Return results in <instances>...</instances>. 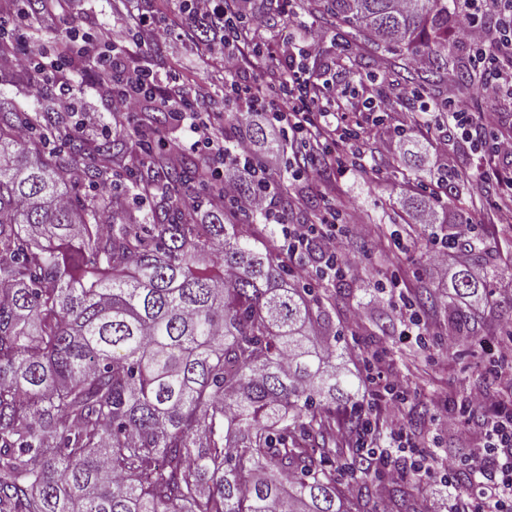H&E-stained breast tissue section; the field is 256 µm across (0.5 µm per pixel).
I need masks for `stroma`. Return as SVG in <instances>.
Here are the masks:
<instances>
[{
    "label": "stroma",
    "instance_id": "obj_1",
    "mask_svg": "<svg viewBox=\"0 0 512 512\" xmlns=\"http://www.w3.org/2000/svg\"><path fill=\"white\" fill-rule=\"evenodd\" d=\"M250 10L262 17L263 23L252 31L250 38L264 46H277L288 32V18L301 16L306 23L298 31V38L316 39L320 54L315 59V70L320 81L336 82L340 86L355 88L359 98L388 94L391 108L379 122H366V133L359 143L369 164L368 170H350L336 178V200L352 203L363 223L380 227L377 242L357 235L352 228H345L343 242L347 257L362 262L367 272L362 280L336 278L329 281L324 292L328 297L327 312L336 325H343L352 309L362 311V319L345 338L350 347L347 368L355 374L364 370L363 359L368 352L385 349L391 357V368L403 375L415 398L413 414L432 416L437 405L426 401L429 393L456 391L466 393L496 387L495 378L486 369L489 359L473 343L457 342L446 346L431 341L428 347L406 342L402 334L408 323L406 316L396 311L388 294H375L373 284L381 279L390 259L385 252L395 242L405 247L406 266L417 274L419 280L430 288L447 290L449 280L442 277L429 260L430 236L422 227H412L413 213L405 205L406 198L421 193L443 195L438 182L439 173H459L484 164L482 150L449 138L447 131L437 125L417 122L410 108L401 100V89L407 73H420L431 68L432 61L421 56L411 59L409 52L384 54L386 63L378 79H369L373 46L362 37H355L359 51L344 55L341 39L345 34L334 20L311 10L308 0H251ZM165 24L172 32L161 55H149L148 61L155 71L174 69L180 75L185 89L200 86L213 88L223 83L224 72L218 55L206 54L204 46L194 41L183 27V17L176 10H169ZM79 29L98 32L108 30L121 36L123 28L112 10L111 0H73L67 15L60 20L45 19L40 35L42 53L53 56L55 36L61 29ZM77 110L68 114V123L77 125L88 139H102V129L111 125L112 113L108 103L99 98L88 83L73 85ZM500 193L498 182L476 185L458 182L457 191L448 201V224L477 225L481 238L488 247L487 262L502 271L498 290L502 307L479 314L478 326L482 334L496 333L502 317L512 314V226L507 224L479 223L475 205L492 209ZM431 451L439 465L455 463L457 470H464L467 460L476 450L468 436L452 426L431 427L428 435ZM405 504H394V512H446L448 489L440 481H431L425 490H416L411 483H404Z\"/></svg>",
    "mask_w": 512,
    "mask_h": 512
}]
</instances>
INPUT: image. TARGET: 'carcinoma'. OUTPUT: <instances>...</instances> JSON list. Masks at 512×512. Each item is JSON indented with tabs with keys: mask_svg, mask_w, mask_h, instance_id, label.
<instances>
[{
	"mask_svg": "<svg viewBox=\"0 0 512 512\" xmlns=\"http://www.w3.org/2000/svg\"><path fill=\"white\" fill-rule=\"evenodd\" d=\"M311 2L381 52L433 57L423 89L441 77L452 0ZM18 10L35 29L37 0ZM51 111L46 94L31 112L0 105V512H367L370 474L336 478L362 404L336 365L342 329L314 335L321 294L245 234L256 215L197 223L212 195L198 160L150 156L148 185L126 188L155 190L138 218L80 196L71 172L103 183L126 145ZM498 275L455 266L457 332L471 302L497 305Z\"/></svg>",
	"mask_w": 512,
	"mask_h": 512,
	"instance_id": "obj_1",
	"label": "carcinoma"
}]
</instances>
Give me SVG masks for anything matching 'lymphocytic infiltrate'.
Masks as SVG:
<instances>
[{"mask_svg": "<svg viewBox=\"0 0 512 512\" xmlns=\"http://www.w3.org/2000/svg\"><path fill=\"white\" fill-rule=\"evenodd\" d=\"M189 9L201 20L214 22L218 35L228 47L223 57L224 81L229 94L244 103L239 113L241 123L256 118L269 124L288 139L292 147L291 178L295 181L324 184L331 170L348 171L358 154L354 144L359 138L357 124L344 114L330 111L308 77L304 59L318 55L320 45L310 40L296 45L293 38L280 43L279 53L285 64L265 70L261 80L242 83L238 75L243 67L240 45L247 33L243 21L235 19L228 0H188ZM459 21L452 30L456 41L471 44L474 62L481 67L485 86L512 85V0H458ZM126 41L114 44L109 33H70L66 48L51 60L17 52L14 39L0 37V46L11 52L17 70L41 74L44 82L56 89L59 112L76 109L69 77H89L96 94L105 99L113 117L124 118L143 107L166 110L169 120L181 123L193 120L194 138L190 150L198 154L205 173V183L217 186L211 205L273 216L277 210L269 194L273 174L260 157L254 142L239 135L232 144L224 142L223 113H213L209 122L195 123L196 107L203 93L188 91L179 85L161 88L154 70L147 65L126 66L123 56L129 44L144 41L164 43L169 28L157 24L154 17L139 15L125 26ZM111 51H102L104 43ZM456 85L442 92L447 109H439L434 100L421 99L414 86H404L401 97L421 114L446 116L449 133L464 139L485 138L493 158H512V134L499 129L500 117L494 112H471L457 98ZM252 183L250 193L240 191L241 177ZM317 244L313 257L318 280L345 276L361 280L359 262L344 256L336 215H311L303 224H285L279 234V254L284 262L296 264L310 244ZM387 351H374L364 359L367 381L382 383V391H370L353 446L376 474V492L382 507H389L391 484L404 479L427 485L432 477L428 457L412 462L409 469L391 467L390 459L398 448L415 447L416 441L402 419L408 399L397 379L387 377ZM468 418H457L454 398H446L442 424L463 423L469 437L481 447L480 457L470 460L473 488L456 491L459 505L455 512H512V389H493L473 394L468 402Z\"/></svg>", "mask_w": 512, "mask_h": 512, "instance_id": "obj_1", "label": "lymphocytic infiltrate"}]
</instances>
